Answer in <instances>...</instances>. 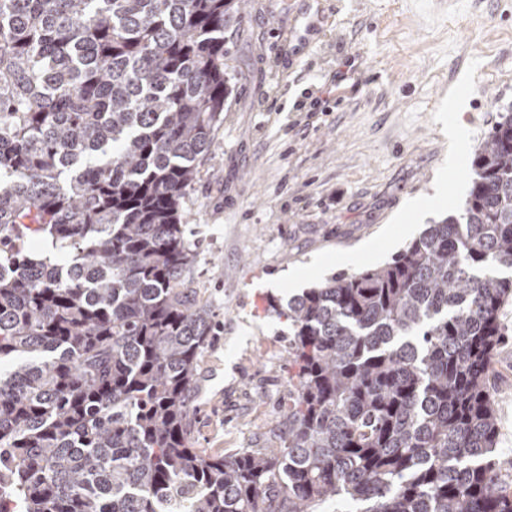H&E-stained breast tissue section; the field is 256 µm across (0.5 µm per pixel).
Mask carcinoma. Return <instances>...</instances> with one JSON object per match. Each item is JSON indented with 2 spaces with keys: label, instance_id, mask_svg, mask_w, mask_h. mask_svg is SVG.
Here are the masks:
<instances>
[{
  "label": "carcinoma",
  "instance_id": "cac0c4a2",
  "mask_svg": "<svg viewBox=\"0 0 512 512\" xmlns=\"http://www.w3.org/2000/svg\"><path fill=\"white\" fill-rule=\"evenodd\" d=\"M244 4L0 0V512H512L488 389L512 301L511 113L460 215L269 301L292 370L277 447H192L213 316L186 281L182 205Z\"/></svg>",
  "mask_w": 512,
  "mask_h": 512
}]
</instances>
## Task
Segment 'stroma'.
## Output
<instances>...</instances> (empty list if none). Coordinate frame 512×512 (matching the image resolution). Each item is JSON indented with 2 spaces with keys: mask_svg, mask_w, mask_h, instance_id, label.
Wrapping results in <instances>:
<instances>
[{
  "mask_svg": "<svg viewBox=\"0 0 512 512\" xmlns=\"http://www.w3.org/2000/svg\"><path fill=\"white\" fill-rule=\"evenodd\" d=\"M225 47L232 93L183 205L187 279L216 322L192 443L223 456L275 445L288 405V323L269 299L382 265L460 211L476 149L512 113V0H246ZM501 323L489 385L506 462L512 304Z\"/></svg>",
  "mask_w": 512,
  "mask_h": 512,
  "instance_id": "35a3bbf8",
  "label": "stroma"
}]
</instances>
